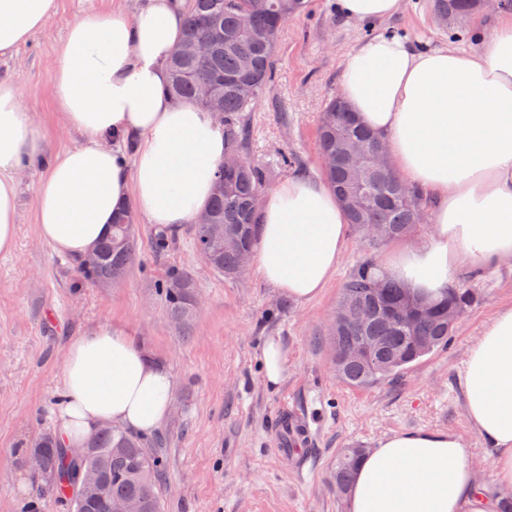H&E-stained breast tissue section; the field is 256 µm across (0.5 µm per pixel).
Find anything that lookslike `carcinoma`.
<instances>
[{"label":"carcinoma","mask_w":512,"mask_h":512,"mask_svg":"<svg viewBox=\"0 0 512 512\" xmlns=\"http://www.w3.org/2000/svg\"><path fill=\"white\" fill-rule=\"evenodd\" d=\"M307 0H190L182 41L224 39L210 60L202 64L190 54L170 57L169 93L199 107L224 114V161L216 170L215 186L207 211L223 226L224 236L237 240L234 247L213 248L211 267L233 278L243 271L242 257L253 253L260 232L256 199L266 184V170L244 157L248 143L242 114L249 112L275 75L274 52L283 24L306 7ZM481 7L480 0H431L442 25ZM320 154H334L325 166L326 180L341 202L348 223L363 234L370 247L410 236L427 221V202L396 175L389 159L375 158L383 143L357 120L341 97L329 100L319 117ZM138 256L132 211L119 212L112 231L99 243L97 264L83 270L101 282L122 281ZM372 259H365L345 281L330 331L333 365L340 380L354 388L398 376L419 359L448 347L456 324L474 305L473 289L459 286L427 304L424 315L391 318L410 297L399 281L373 276ZM192 280L181 273L163 282L159 295L169 315L184 322L193 315ZM373 344L366 359L357 358L363 343ZM43 460L42 472L61 493L73 484L81 487L87 474L97 490L68 500L71 512H109L108 504L134 499L143 512H160V478L165 462L147 452L137 438L114 428L94 436L85 454L70 464L62 448L49 437L35 450ZM364 448H344L336 456L334 480L343 493L351 489Z\"/></svg>","instance_id":"cac0c4a2"}]
</instances>
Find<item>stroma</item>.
Returning <instances> with one entry per match:
<instances>
[{"mask_svg": "<svg viewBox=\"0 0 512 512\" xmlns=\"http://www.w3.org/2000/svg\"><path fill=\"white\" fill-rule=\"evenodd\" d=\"M56 4L40 33L13 57L0 58V76L20 88L48 154L80 141L64 127L51 83L69 27L88 10H132L139 0ZM384 31L424 50L473 45L466 21L440 28L429 0H402L394 17L372 25L343 17L336 0H309L279 34L274 82L244 115L245 155L269 165L270 186L296 174H322L318 115L341 92L344 58L358 42ZM284 153L292 156L291 165H277ZM44 170L37 160L21 173L16 246L0 254V512H68L51 480L32 472L22 453L54 429L70 341L100 324L124 327L173 376L169 414L144 440L145 448L165 457L162 512H347L346 499L332 487L337 452L373 448L388 435L417 429L455 432L483 481L491 482V457L467 420L457 375L482 328L512 305L511 266L460 276V284L480 298L447 349L396 379L351 388L333 369L328 327L341 288L366 250L357 231H350L324 291L299 303L266 285L252 267L225 279L199 255L190 227L163 240L138 214L139 258L121 282L103 286L86 280L81 263L40 238L35 203ZM174 271L192 277L200 300L186 326L171 321L157 292ZM268 336L280 337L290 357L286 378L274 388L264 384L256 359ZM286 407L300 410L313 434L306 462L298 466L281 458L270 439Z\"/></svg>", "mask_w": 512, "mask_h": 512, "instance_id": "35a3bbf8", "label": "stroma"}]
</instances>
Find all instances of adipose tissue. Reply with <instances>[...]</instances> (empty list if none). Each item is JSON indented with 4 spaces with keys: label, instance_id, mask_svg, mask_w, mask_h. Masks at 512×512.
I'll use <instances>...</instances> for the list:
<instances>
[{
    "label": "adipose tissue",
    "instance_id": "ef3b65f1",
    "mask_svg": "<svg viewBox=\"0 0 512 512\" xmlns=\"http://www.w3.org/2000/svg\"><path fill=\"white\" fill-rule=\"evenodd\" d=\"M187 7L146 0L132 12H89L69 27L53 90L81 141L52 156L36 194L39 235L57 253L83 260L120 210L174 232L207 205L224 159V125L166 91V61ZM55 8L56 0H0V57L41 31ZM341 87L386 142L401 179L435 202L429 236L379 262L378 274L435 300L461 273L512 264V12L499 11L469 50L420 52L391 33L371 36L344 60ZM41 153L18 87L0 78V253L15 248L18 176ZM261 217V278L288 298L318 297L348 238L335 194L293 176L266 193ZM460 379L496 482L510 488L512 307L482 330ZM60 390L55 433L78 448L107 424L153 433L169 411L173 381L123 328L104 324L71 341ZM348 512H488V501L461 440L420 429L387 436L365 454Z\"/></svg>",
    "mask_w": 512,
    "mask_h": 512
}]
</instances>
